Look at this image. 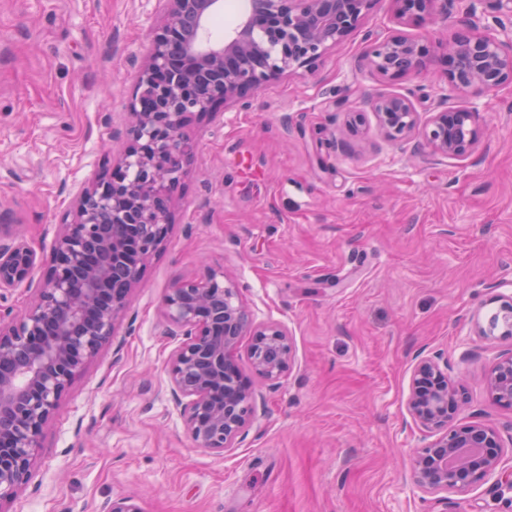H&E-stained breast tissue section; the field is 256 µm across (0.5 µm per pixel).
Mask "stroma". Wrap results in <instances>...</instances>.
I'll use <instances>...</instances> for the list:
<instances>
[{
  "instance_id": "stroma-1",
  "label": "stroma",
  "mask_w": 512,
  "mask_h": 512,
  "mask_svg": "<svg viewBox=\"0 0 512 512\" xmlns=\"http://www.w3.org/2000/svg\"><path fill=\"white\" fill-rule=\"evenodd\" d=\"M439 0L447 21L403 27L391 0L314 71L270 83L248 108L193 118L172 228L114 335L63 395L32 477L0 512H505L512 490L483 485L447 502L416 489L409 460L429 440L406 399L418 353L447 357L465 389L453 423L512 442V408L482 376L512 336L478 335L512 298V84L459 96L489 130L465 158L416 137L387 140L368 103H439L437 67L391 80L366 43L507 18L499 0ZM161 14L158 0H0V224L49 260L63 214L108 177L128 144L126 111ZM364 107L350 127L348 112ZM220 267L256 321L282 324L295 360L278 384L254 377L255 415L221 452L198 447L171 399L176 346L161 315L180 280Z\"/></svg>"
}]
</instances>
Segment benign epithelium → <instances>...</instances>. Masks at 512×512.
<instances>
[{
	"mask_svg": "<svg viewBox=\"0 0 512 512\" xmlns=\"http://www.w3.org/2000/svg\"><path fill=\"white\" fill-rule=\"evenodd\" d=\"M151 49L139 67L130 103V145L110 180L85 187L72 219L64 220L50 263L38 283L37 252L0 224V293L34 287L21 316L0 318V500L31 476L40 439L71 382L109 341L147 263L171 229V202L181 184L190 147L183 129L194 114L224 105L249 106L264 86L313 70L325 54L362 26L376 0H252L251 8L221 40L210 26L224 0H163ZM397 20L420 27L435 22L438 0H393ZM368 65L387 78L430 66L444 70L447 86L437 109L419 124L412 101L383 96L370 104L390 141L417 134L446 157L469 156L480 136L479 114L448 105L452 96H478L512 83V28L494 20L483 32L464 23L449 43L401 34L372 42ZM483 336L498 323L512 332V303L501 306ZM162 315L169 335L181 337L169 362L171 392L199 447L222 451L249 423L254 392L232 358L239 339L253 336V372L279 380L294 360L290 332L276 322L255 323L223 268L201 280L177 282ZM498 404L512 407V353L484 378ZM464 390L448 376L441 355L415 357L406 409L431 440L410 458L413 485L427 493H465L491 483L512 489V469L502 465L497 428L473 423L451 427ZM104 512H140L130 498L112 500Z\"/></svg>",
	"mask_w": 512,
	"mask_h": 512,
	"instance_id": "7a95c632",
	"label": "benign epithelium"
}]
</instances>
